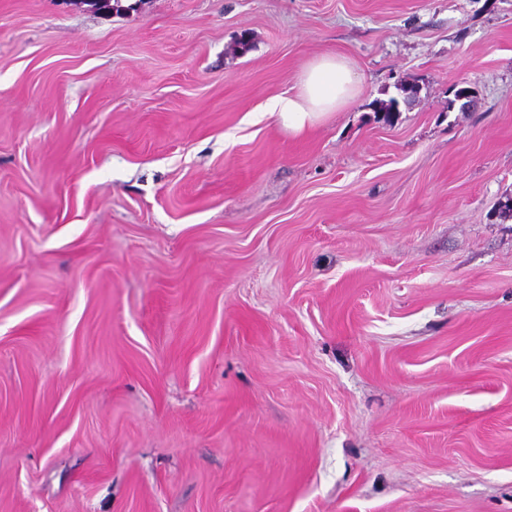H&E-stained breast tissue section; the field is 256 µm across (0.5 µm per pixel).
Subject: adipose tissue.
I'll return each mask as SVG.
<instances>
[{"mask_svg": "<svg viewBox=\"0 0 512 512\" xmlns=\"http://www.w3.org/2000/svg\"><path fill=\"white\" fill-rule=\"evenodd\" d=\"M359 91L349 61L325 55L305 65L295 92L271 98L267 112L288 133L298 135L341 111Z\"/></svg>", "mask_w": 512, "mask_h": 512, "instance_id": "obj_1", "label": "adipose tissue"}]
</instances>
